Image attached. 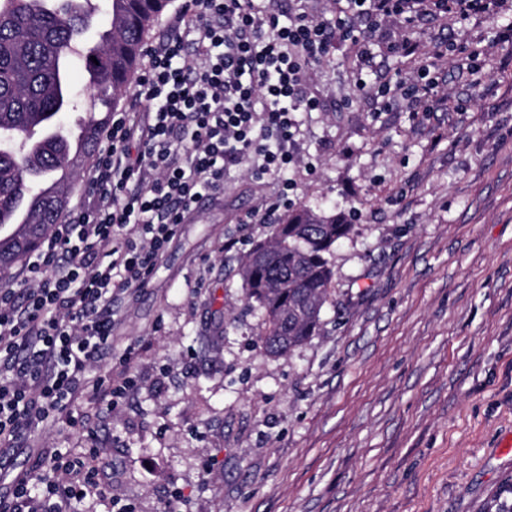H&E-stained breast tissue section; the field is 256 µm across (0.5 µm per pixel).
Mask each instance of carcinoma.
Masks as SVG:
<instances>
[{
    "instance_id": "cac0c4a2",
    "label": "carcinoma",
    "mask_w": 512,
    "mask_h": 512,
    "mask_svg": "<svg viewBox=\"0 0 512 512\" xmlns=\"http://www.w3.org/2000/svg\"><path fill=\"white\" fill-rule=\"evenodd\" d=\"M106 21L90 45L93 0H0V282L38 247L66 209L74 178L92 157L108 114L117 110L145 38L171 0H107ZM86 75L87 135L73 147L59 115L78 112L68 75ZM353 224L344 213L307 207L271 226L269 241L247 256L242 278L248 305L262 315L259 340L282 355L319 334L332 295L329 256ZM475 512H512V474Z\"/></svg>"
}]
</instances>
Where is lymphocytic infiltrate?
<instances>
[{
    "mask_svg": "<svg viewBox=\"0 0 512 512\" xmlns=\"http://www.w3.org/2000/svg\"><path fill=\"white\" fill-rule=\"evenodd\" d=\"M337 2L319 20L301 9L281 15L268 0H187L166 43L149 52L133 94L147 110L113 116L83 201L29 258L25 287L0 289V512H64L104 497L96 449L40 448L37 472L14 473L17 439L59 417L82 425L75 403L85 392L116 407L129 378L92 373L112 345L113 295L147 282L198 202L223 191L230 167L258 157L261 178L298 164L296 115L319 109L303 87L332 40L352 42L367 60L381 23L410 25L427 12L466 20L506 0ZM356 86L381 112L400 100L428 112L437 101L424 67L413 80Z\"/></svg>",
    "mask_w": 512,
    "mask_h": 512,
    "instance_id": "f902f5d3",
    "label": "lymphocytic infiltrate"
}]
</instances>
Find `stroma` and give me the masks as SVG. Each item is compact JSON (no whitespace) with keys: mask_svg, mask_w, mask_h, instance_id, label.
Returning a JSON list of instances; mask_svg holds the SVG:
<instances>
[{"mask_svg":"<svg viewBox=\"0 0 512 512\" xmlns=\"http://www.w3.org/2000/svg\"><path fill=\"white\" fill-rule=\"evenodd\" d=\"M512 14L427 15L408 34L436 59L444 102L378 112L355 88L357 49L332 45L298 113L299 164L231 167L143 285L116 292L111 350L134 355L114 410L90 393L86 429L49 423L28 445L97 448L106 499L78 512H473L512 473ZM483 49L462 68L456 45ZM293 180L292 206L350 214L318 336L283 356L258 340L239 221Z\"/></svg>","mask_w":512,"mask_h":512,"instance_id":"obj_1","label":"stroma"}]
</instances>
